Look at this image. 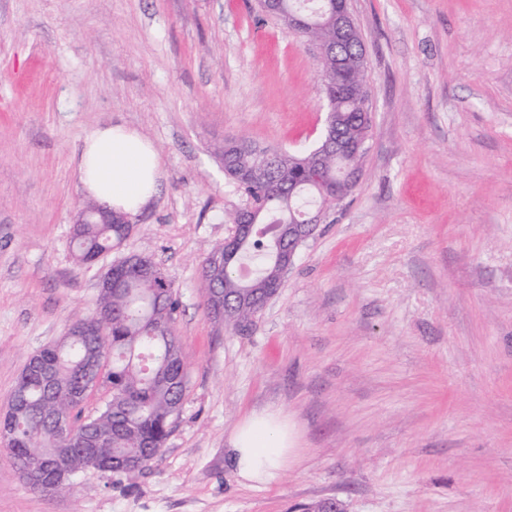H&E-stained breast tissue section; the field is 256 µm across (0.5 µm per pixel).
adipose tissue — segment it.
<instances>
[{"mask_svg": "<svg viewBox=\"0 0 512 512\" xmlns=\"http://www.w3.org/2000/svg\"><path fill=\"white\" fill-rule=\"evenodd\" d=\"M76 170L88 197L129 215L154 200L163 175L149 139L122 123L98 127L85 137ZM229 457L242 485L276 483L298 458L287 417L271 412L245 419L234 432Z\"/></svg>", "mask_w": 512, "mask_h": 512, "instance_id": "1", "label": "adipose tissue"}]
</instances>
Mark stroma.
I'll use <instances>...</instances> for the list:
<instances>
[{"label":"stroma","mask_w":512,"mask_h":512,"mask_svg":"<svg viewBox=\"0 0 512 512\" xmlns=\"http://www.w3.org/2000/svg\"><path fill=\"white\" fill-rule=\"evenodd\" d=\"M368 149L254 324L208 315L206 252L246 196L225 140L321 137L318 51L258 0H0V412L29 358L96 309L129 254L179 301L189 371L162 453L133 478L30 490L0 448V512H512V0H350ZM119 120L164 174L130 236L76 263V154ZM295 423L298 463L238 482L248 416Z\"/></svg>","instance_id":"stroma-1"}]
</instances>
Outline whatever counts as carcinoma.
<instances>
[{
	"label": "carcinoma",
	"mask_w": 512,
	"mask_h": 512,
	"mask_svg": "<svg viewBox=\"0 0 512 512\" xmlns=\"http://www.w3.org/2000/svg\"><path fill=\"white\" fill-rule=\"evenodd\" d=\"M306 19L293 28L303 41L319 50L322 84L337 129L358 154L339 155L319 141L312 149L290 154L274 151L272 176L257 183L253 176L262 152L224 141V171L249 199L258 214L250 238L243 241L237 259L224 258V245L208 250L202 261L204 302L218 321L235 328L250 324L270 299L268 288L283 278L279 272V236L282 224H303L313 209L336 197H347L355 187L348 170L362 164L370 125L362 114L367 103L347 97L342 89L365 80L362 46L336 47V23L330 0H278L268 15L288 24V15ZM320 161L326 182L318 186L307 179ZM132 231L130 224H81L73 228L72 244L78 261L88 264L106 253ZM112 271L121 283L99 290L97 309L108 312L101 322L95 315L75 319L66 336L39 354L53 367L54 384L47 390L41 376L24 369L9 400V412L0 424L6 433L13 464L20 472L52 457L60 448L56 429L71 420L78 434L96 441L103 459V474L133 476L147 468L164 449L172 424L180 413L188 384L183 346L175 332L179 302L168 276L150 258L130 255ZM96 379L109 400L94 416L83 414V402L74 399L81 381ZM79 448L70 449L71 480L86 470Z\"/></svg>",
	"instance_id": "obj_1"
}]
</instances>
